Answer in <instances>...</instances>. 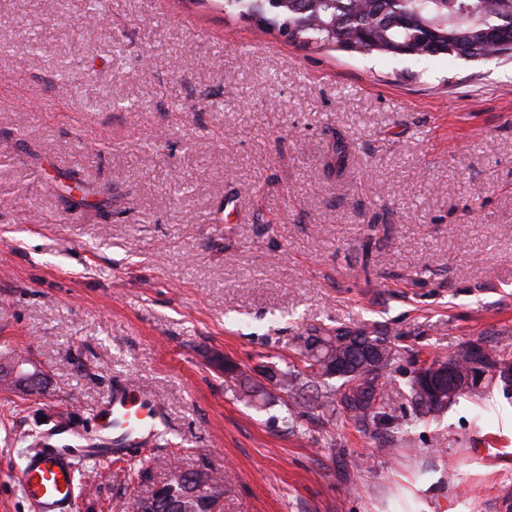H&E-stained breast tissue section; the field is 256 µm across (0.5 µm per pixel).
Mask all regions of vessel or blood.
Masks as SVG:
<instances>
[{"mask_svg": "<svg viewBox=\"0 0 512 512\" xmlns=\"http://www.w3.org/2000/svg\"><path fill=\"white\" fill-rule=\"evenodd\" d=\"M99 414L109 439L101 448H72L51 444L48 434L36 438L16 474L17 483L33 512H72L75 502L78 463L109 459L113 447L138 445L159 433L163 422L159 410L149 404L134 384L108 394Z\"/></svg>", "mask_w": 512, "mask_h": 512, "instance_id": "1", "label": "vessel or blood"}]
</instances>
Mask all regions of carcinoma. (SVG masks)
Listing matches in <instances>:
<instances>
[{"instance_id":"obj_1","label":"carcinoma","mask_w":512,"mask_h":512,"mask_svg":"<svg viewBox=\"0 0 512 512\" xmlns=\"http://www.w3.org/2000/svg\"><path fill=\"white\" fill-rule=\"evenodd\" d=\"M224 7L240 14L257 15L261 21L268 20L267 14L271 13L274 19L281 20L280 27L295 42L389 54L405 47L409 55L418 59L437 53L470 60L512 54V0H224ZM345 336H353L362 343L375 342L383 354L373 369L352 370L343 375V383L335 388L328 383V364L310 354L309 342L321 344L323 353L325 345ZM478 348L480 340L469 341L451 355H434L422 361L418 371L411 372L406 395L412 420L421 421L460 397L472 398L482 393L483 385L474 384L451 396L434 397L423 378L436 364L452 365L462 378L482 366L490 376L512 387V355L496 354L493 363L486 364ZM293 350L304 369L280 372V387L293 399L288 418L295 417V409L300 407L297 398L310 387L317 392V408L321 412L331 415L338 410L365 431L386 418L384 378L397 355L387 337L316 326L295 338ZM228 386L249 399L258 393L243 372ZM204 475V485L191 481L184 487L191 492V512L222 509L224 480L214 477L207 468ZM135 506L136 512H168L167 504L154 492L137 500Z\"/></svg>"}]
</instances>
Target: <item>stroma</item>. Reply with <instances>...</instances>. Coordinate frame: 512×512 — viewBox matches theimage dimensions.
Listing matches in <instances>:
<instances>
[{
  "label": "stroma",
  "mask_w": 512,
  "mask_h": 512,
  "mask_svg": "<svg viewBox=\"0 0 512 512\" xmlns=\"http://www.w3.org/2000/svg\"><path fill=\"white\" fill-rule=\"evenodd\" d=\"M313 325L389 338L390 422L287 427L256 368ZM477 338L512 353V59L306 47L224 0H0V344L45 374L0 389V512H30L20 436L93 433L123 380L169 430L73 512H133L173 461L223 512H512V390L417 423L403 395ZM199 470H204L206 478L204 486H200L193 480H190V482L182 489V492H192L190 500L187 502L191 511L187 512H221L222 499L224 498V479H217L214 477L207 467H201L189 473H183L181 471L180 473H182V477L190 479L195 476ZM211 507L216 508L217 511H209Z\"/></svg>",
  "instance_id": "35a3bbf8"
}]
</instances>
